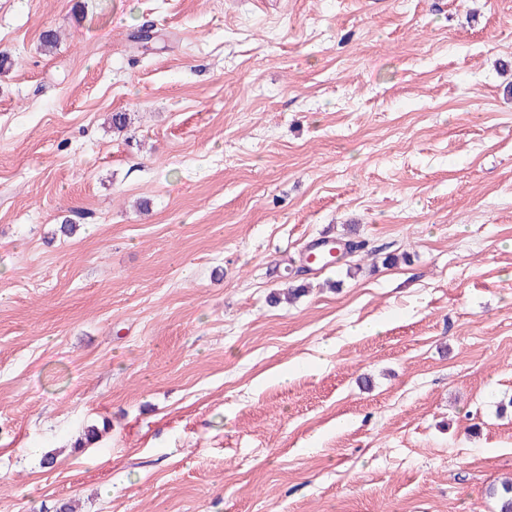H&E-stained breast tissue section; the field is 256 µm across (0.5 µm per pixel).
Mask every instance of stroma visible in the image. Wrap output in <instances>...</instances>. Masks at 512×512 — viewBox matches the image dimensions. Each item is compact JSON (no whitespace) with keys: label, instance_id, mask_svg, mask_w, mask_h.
Here are the masks:
<instances>
[{"label":"stroma","instance_id":"35a3bbf8","mask_svg":"<svg viewBox=\"0 0 512 512\" xmlns=\"http://www.w3.org/2000/svg\"><path fill=\"white\" fill-rule=\"evenodd\" d=\"M1 54L0 512H499L512 0H0ZM342 243L326 238H317L309 242L305 249V256L309 259V263L316 267L317 271H321L334 262V250Z\"/></svg>","mask_w":512,"mask_h":512}]
</instances>
